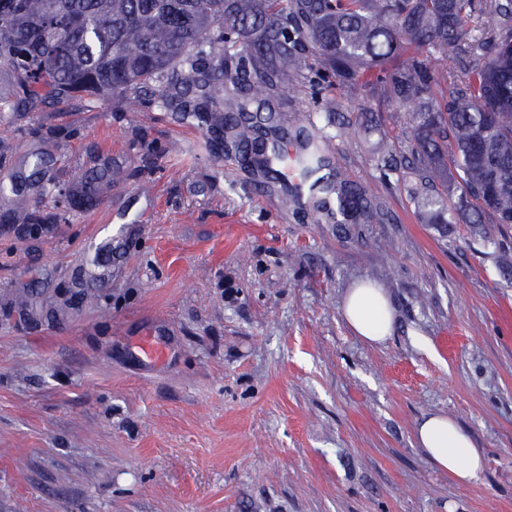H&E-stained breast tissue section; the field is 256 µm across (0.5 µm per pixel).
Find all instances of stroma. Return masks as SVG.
<instances>
[{"instance_id": "obj_1", "label": "stroma", "mask_w": 512, "mask_h": 512, "mask_svg": "<svg viewBox=\"0 0 512 512\" xmlns=\"http://www.w3.org/2000/svg\"><path fill=\"white\" fill-rule=\"evenodd\" d=\"M396 69L353 95L299 79L268 134L329 137L386 214L371 224L316 222L295 162L274 172L289 196L262 190L156 105L0 112L1 151L112 166L40 239L0 229V512H512V225L430 223L382 167L412 139L376 84ZM359 283L390 299L384 342L343 316ZM433 413L484 449L477 481L417 444Z\"/></svg>"}]
</instances>
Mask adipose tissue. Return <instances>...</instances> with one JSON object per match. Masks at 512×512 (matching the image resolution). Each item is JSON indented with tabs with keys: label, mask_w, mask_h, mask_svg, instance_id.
<instances>
[{
	"label": "adipose tissue",
	"mask_w": 512,
	"mask_h": 512,
	"mask_svg": "<svg viewBox=\"0 0 512 512\" xmlns=\"http://www.w3.org/2000/svg\"><path fill=\"white\" fill-rule=\"evenodd\" d=\"M343 315L353 331L368 343L385 341L394 327V311L382 291L368 285L350 289ZM416 440L432 464L456 482L476 481L485 467L483 452L470 435L441 413L426 417L416 427Z\"/></svg>",
	"instance_id": "adipose-tissue-1"
}]
</instances>
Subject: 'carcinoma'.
<instances>
[{"mask_svg":"<svg viewBox=\"0 0 512 512\" xmlns=\"http://www.w3.org/2000/svg\"><path fill=\"white\" fill-rule=\"evenodd\" d=\"M494 20L470 45L464 23ZM247 55L230 52L236 43ZM384 96L414 104L408 170L410 195L434 224L445 223L448 197L435 190L438 165L458 177L457 211L468 224L489 217L512 224V0H0V112L25 115L107 97L116 107L157 103L198 120L225 147L243 153L257 174L271 160L252 150L251 104L269 105L309 61L353 89L370 69L408 49ZM440 54L431 67L423 50ZM454 66L448 67V61ZM443 88V105L433 89ZM300 161L318 191L336 194L346 224L374 217L368 187L317 173L331 149L307 133ZM58 158L41 153L15 174L11 192L28 224L69 220L95 206L94 185L110 170L79 177L76 191Z\"/></svg>","mask_w":512,"mask_h":512,"instance_id":"carcinoma-1","label":"carcinoma"}]
</instances>
